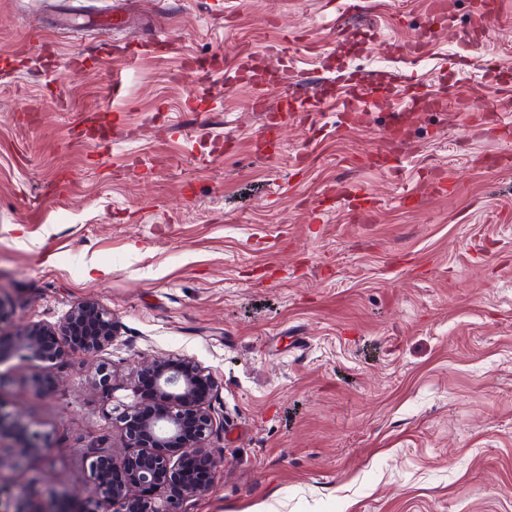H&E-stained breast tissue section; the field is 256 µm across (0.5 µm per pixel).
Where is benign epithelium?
I'll return each instance as SVG.
<instances>
[{"instance_id": "1", "label": "benign epithelium", "mask_w": 512, "mask_h": 512, "mask_svg": "<svg viewBox=\"0 0 512 512\" xmlns=\"http://www.w3.org/2000/svg\"><path fill=\"white\" fill-rule=\"evenodd\" d=\"M116 328L112 315L101 303H76L56 325L35 322L14 333L13 343L25 358L52 362L68 354L91 355L112 346ZM139 373L153 379L154 394L142 398L138 379H133L134 405L120 414L127 439V451L120 456L101 448L90 449V476L98 491L94 506L80 509L66 493L46 491L44 512H157L137 500L139 488L154 491L182 484L181 497L206 494L212 483L201 484L185 466V461L202 458L210 476L217 475L221 458L209 446L214 417L208 405L218 384L209 371L188 356L154 358L142 364ZM42 433L17 417L12 420L0 410V470L24 469L40 455ZM178 448L181 459L159 452Z\"/></svg>"}]
</instances>
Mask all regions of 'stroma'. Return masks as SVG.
<instances>
[{"label": "stroma", "mask_w": 512, "mask_h": 512, "mask_svg": "<svg viewBox=\"0 0 512 512\" xmlns=\"http://www.w3.org/2000/svg\"><path fill=\"white\" fill-rule=\"evenodd\" d=\"M111 5L0 0V334L89 299L117 327L107 350L53 363L0 347V406L45 437L32 472L0 473V512L34 475L92 499L88 451L124 453L105 409L133 394L89 375L122 381L154 356L219 384L224 465L176 512H512V142L451 105L415 113L397 176L371 161L400 75L512 115V0L491 26L471 0L439 19L430 0H127L125 32L58 25ZM463 30L487 50L462 51ZM421 34L419 59L392 52ZM282 41L289 90L266 53ZM345 70L374 87L358 126L332 95ZM312 92L318 122L291 113L279 155L256 153L253 99ZM436 173L451 193L396 205V183ZM339 181L377 195L373 223L322 204ZM36 374L55 381L40 397Z\"/></svg>", "instance_id": "stroma-1"}]
</instances>
